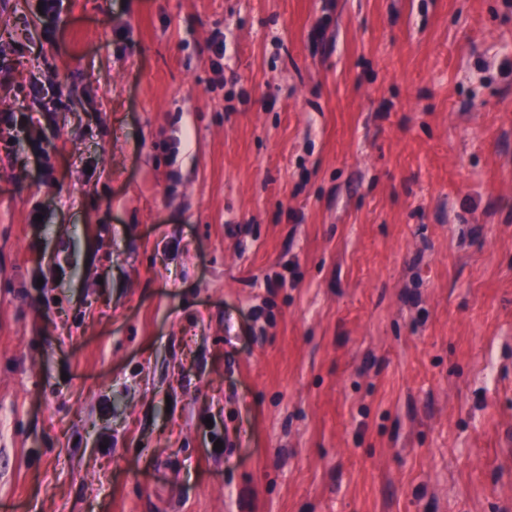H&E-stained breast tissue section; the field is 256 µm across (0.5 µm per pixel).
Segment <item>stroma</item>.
I'll list each match as a JSON object with an SVG mask.
<instances>
[{"mask_svg": "<svg viewBox=\"0 0 512 512\" xmlns=\"http://www.w3.org/2000/svg\"><path fill=\"white\" fill-rule=\"evenodd\" d=\"M30 110L0 512H512V0H0Z\"/></svg>", "mask_w": 512, "mask_h": 512, "instance_id": "35a3bbf8", "label": "stroma"}]
</instances>
